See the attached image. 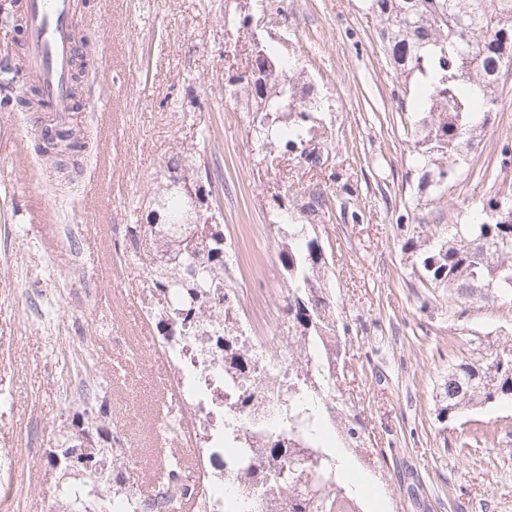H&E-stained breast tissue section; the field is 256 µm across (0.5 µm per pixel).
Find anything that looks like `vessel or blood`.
Returning <instances> with one entry per match:
<instances>
[{
  "instance_id": "vessel-or-blood-1",
  "label": "vessel or blood",
  "mask_w": 512,
  "mask_h": 512,
  "mask_svg": "<svg viewBox=\"0 0 512 512\" xmlns=\"http://www.w3.org/2000/svg\"><path fill=\"white\" fill-rule=\"evenodd\" d=\"M77 7V0H27L24 81L40 85L54 102L62 103L70 94Z\"/></svg>"
}]
</instances>
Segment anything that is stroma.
Instances as JSON below:
<instances>
[{
  "label": "stroma",
  "mask_w": 512,
  "mask_h": 512,
  "mask_svg": "<svg viewBox=\"0 0 512 512\" xmlns=\"http://www.w3.org/2000/svg\"><path fill=\"white\" fill-rule=\"evenodd\" d=\"M269 42L295 55L322 98L314 169L295 155L258 150L250 114L229 78L251 46L236 0H79L94 57L75 82L72 124L86 134L84 171L68 181L35 151L52 112H22L23 78L0 85V512H59L61 469L50 462L76 411L69 360L91 357L108 420L124 425L139 465L134 489L150 491L170 458L188 483L194 458L163 430L167 390L139 350L133 317L140 269L118 261L112 227L146 223L148 201L180 151L218 171L235 293L261 336H279L266 312L286 292L279 261L281 210L314 222L328 259L327 286L349 373L343 412L359 413L368 458L352 463L362 512H512V400L442 417L439 386L469 338L512 339V307L465 304L449 316L442 290L424 288L401 245L411 226L445 236L467 224L495 190L512 189V68L478 145L444 196L420 189L413 141L399 101L405 87L364 0H253ZM327 204L304 216L311 189ZM124 337L115 346L114 337ZM498 434L476 442V431Z\"/></svg>",
  "instance_id": "1"
}]
</instances>
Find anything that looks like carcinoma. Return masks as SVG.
<instances>
[{"label": "carcinoma", "instance_id": "1", "mask_svg": "<svg viewBox=\"0 0 512 512\" xmlns=\"http://www.w3.org/2000/svg\"><path fill=\"white\" fill-rule=\"evenodd\" d=\"M368 9L381 21L379 39L389 63L404 79L417 82L419 97L411 106L413 160L424 169L421 186L442 193L458 166L481 136L488 115L497 102L499 74L512 67V0H367ZM253 55L262 74L254 83V96L266 101V110L252 113V134L265 150L289 151L313 139L315 114L323 107L310 95L311 83L293 59L285 60L267 41L260 40ZM18 105L27 110L46 108L40 89L28 86ZM87 148L84 137L71 128L43 134L40 155L53 154L79 169V157ZM150 215L160 214V224H130L133 244L154 232L160 242L182 227L186 201L175 190L154 199ZM497 196L485 203L472 224L448 225V238L431 246L407 238L402 250L416 254L423 285L448 293V312L467 302L512 305V219L498 211ZM204 246L206 258L173 245V263L153 267L156 291L163 315L156 327L162 340L174 335L171 324L190 328L201 336L228 335L227 319L207 306L212 288L226 270L224 225H213ZM283 249L279 260L288 274V335L295 337V373L289 381L288 447L303 461V471L281 473L270 466L275 481L288 496V512H361L339 474L336 455L320 449L324 472L311 477L316 463L311 449L318 447L323 424H336L346 448L363 445V425L358 416H342L337 401L339 379L344 376L343 346L337 334L338 318L326 288L325 252L305 224L278 225ZM470 357L448 366L440 384L441 413L456 419L466 411L512 396V343L491 344L479 336L469 339ZM246 350L224 342V368L242 371L248 364ZM98 398L90 391L81 399L63 448H104L108 432L103 415L96 413ZM180 465L171 462L159 482H171L170 497L186 495L180 482ZM65 512H97L103 500L101 485L94 479H70L61 487Z\"/></svg>", "mask_w": 512, "mask_h": 512}]
</instances>
